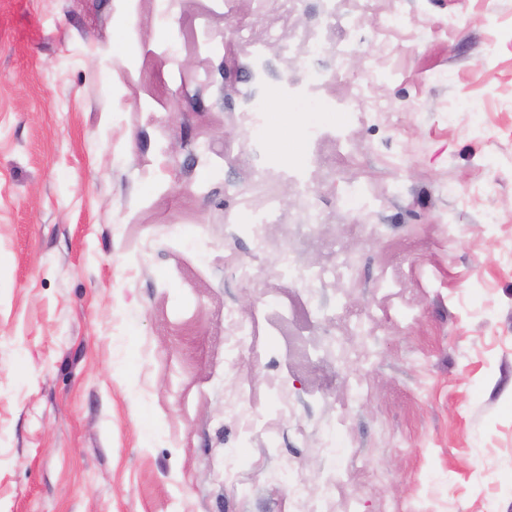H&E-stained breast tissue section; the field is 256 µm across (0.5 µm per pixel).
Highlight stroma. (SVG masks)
Wrapping results in <instances>:
<instances>
[{
	"label": "stroma",
	"instance_id": "stroma-1",
	"mask_svg": "<svg viewBox=\"0 0 512 512\" xmlns=\"http://www.w3.org/2000/svg\"><path fill=\"white\" fill-rule=\"evenodd\" d=\"M307 28L341 75L310 109ZM258 47L318 248L250 158ZM285 246L354 277L288 281ZM333 480L357 512H512V0H0V512H319ZM279 201L276 198H270L262 209L252 212L249 221L250 234L258 248H263L267 243V233L270 224L274 222V217L279 210Z\"/></svg>",
	"mask_w": 512,
	"mask_h": 512
}]
</instances>
